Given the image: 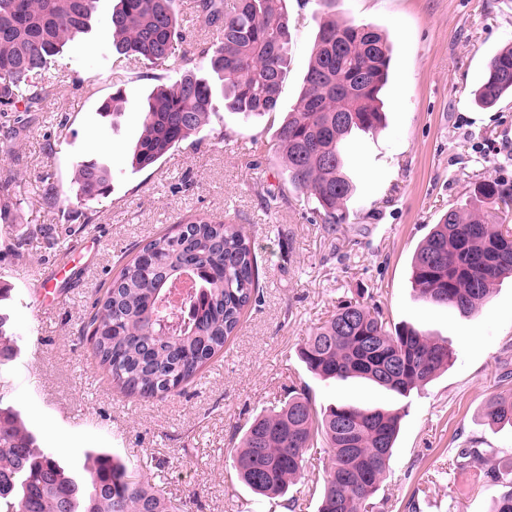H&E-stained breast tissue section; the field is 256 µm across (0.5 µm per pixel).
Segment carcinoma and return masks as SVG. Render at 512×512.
<instances>
[{
    "mask_svg": "<svg viewBox=\"0 0 512 512\" xmlns=\"http://www.w3.org/2000/svg\"><path fill=\"white\" fill-rule=\"evenodd\" d=\"M97 0H0V119L9 132L21 123L10 114L39 112L51 95L49 79L66 68L63 47L91 28ZM281 0H198L197 17L216 38L185 47L186 31L174 0H118L112 9V47L119 55L152 63L182 51L188 64L209 68L205 78L190 68L171 86L152 91L141 104V133L131 146V165L157 164L207 124L213 81L220 82L225 110L245 119L279 111L288 73V15ZM390 46L369 24L319 23L317 38L295 108L276 131L288 183L306 191L329 231L348 222L355 184L343 145L354 131L375 133L384 112ZM512 95V45L494 55L475 92L482 107ZM126 90L115 86L100 112L120 111ZM42 191H21L22 179L0 177V221L26 206L52 209L61 195L51 175ZM112 170L105 162L76 164L75 195L85 202L107 197ZM477 193L496 210L512 209V188L484 181ZM412 285L418 299L464 315L477 312L490 286L512 278V231L495 228L479 209H450L415 250ZM194 280L184 308L169 301L183 277ZM260 267L240 224L209 215L184 219L148 241L97 299L88 317L89 339L100 366L128 395L163 398L192 380L237 329L259 287ZM10 314L0 309V374L21 353ZM306 369L327 380L361 378L401 396L421 390L448 368L453 353L417 329L391 326L377 306L341 305L315 327L301 346ZM494 424L512 427V396L494 399L484 412ZM402 415L382 408L338 403L317 414L306 389L281 406L257 414L246 427L232 467L254 494L288 492L320 439L330 453L318 512H365L379 490L392 456ZM483 451L469 448L458 466L480 465ZM499 487L493 512H512V469L494 475ZM188 503L165 497L143 466L104 448L86 452L81 467L61 463L11 406H0V512H186Z\"/></svg>",
    "mask_w": 512,
    "mask_h": 512,
    "instance_id": "obj_1",
    "label": "carcinoma"
}]
</instances>
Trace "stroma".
Here are the masks:
<instances>
[{
	"label": "stroma",
	"instance_id": "35a3bbf8",
	"mask_svg": "<svg viewBox=\"0 0 512 512\" xmlns=\"http://www.w3.org/2000/svg\"><path fill=\"white\" fill-rule=\"evenodd\" d=\"M113 0H99L92 31L65 51L67 72L20 136L0 130V176L15 173L35 188L49 172L62 194L58 209L27 207L0 223V274L12 286L7 308L20 334V363L1 378L7 402L38 429L42 447L77 464L88 448H107L141 464L176 498L196 496L193 512H317L327 449L306 455L289 497L260 500L237 479L229 454L257 413L306 388L316 410L338 401L403 408L405 415L375 497V512H490L495 471L512 466V428L482 420L488 402L512 394V278L497 283L471 316L418 301L411 258L448 209L479 207L483 180L512 186V99L478 107L473 93L488 58L512 44V0H334L327 18L369 23L392 44L386 120L353 134L345 148L357 190L348 223L328 235L313 201L290 190L276 211L266 190L283 186L276 130L296 103L318 29L316 0H284L291 40L288 76L276 115L243 119L215 96L209 122L154 168L135 171L128 151L141 127L137 104L173 84L181 56L151 65L113 59ZM128 92L117 116L100 115L113 85ZM107 160L112 192L84 202L72 190L78 160ZM227 217L250 235L263 270L259 300L241 317L223 351L181 392L143 401L117 389L84 337L92 303L149 240L197 213ZM285 235H278V228ZM31 237L14 249L23 231ZM72 273L54 301L36 308L48 268ZM377 304L394 324H410L447 343L453 359L409 398L360 379L324 381L298 350L311 330L345 301ZM43 329L30 334L32 315ZM69 423H61L59 414ZM464 448L486 464L457 467Z\"/></svg>",
	"mask_w": 512,
	"mask_h": 512
}]
</instances>
